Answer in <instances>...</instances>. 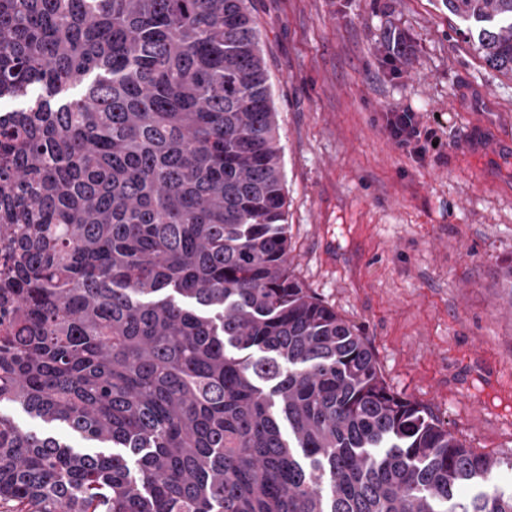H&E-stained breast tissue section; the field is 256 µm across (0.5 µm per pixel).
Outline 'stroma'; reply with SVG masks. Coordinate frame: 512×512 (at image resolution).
<instances>
[{
	"mask_svg": "<svg viewBox=\"0 0 512 512\" xmlns=\"http://www.w3.org/2000/svg\"><path fill=\"white\" fill-rule=\"evenodd\" d=\"M252 8L295 277L363 330L393 391L512 458V80L475 59L442 0ZM395 107L435 131L425 156L391 136Z\"/></svg>",
	"mask_w": 512,
	"mask_h": 512,
	"instance_id": "stroma-1",
	"label": "stroma"
}]
</instances>
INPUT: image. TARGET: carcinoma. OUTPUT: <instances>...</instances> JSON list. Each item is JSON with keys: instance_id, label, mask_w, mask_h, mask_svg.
I'll return each instance as SVG.
<instances>
[{"instance_id": "obj_1", "label": "carcinoma", "mask_w": 512, "mask_h": 512, "mask_svg": "<svg viewBox=\"0 0 512 512\" xmlns=\"http://www.w3.org/2000/svg\"><path fill=\"white\" fill-rule=\"evenodd\" d=\"M252 0H0V505L512 512L290 269ZM512 77V0H443ZM469 485L478 491L459 497ZM0 414L11 417L18 425H20L23 428L35 430L44 429L51 431V433L55 435L57 438L71 444L75 448H83L87 446L86 443L81 441L79 438H75L72 435H70V433L67 430L46 425L39 419H35L27 415L18 406L14 404L7 402L0 403Z\"/></svg>"}]
</instances>
